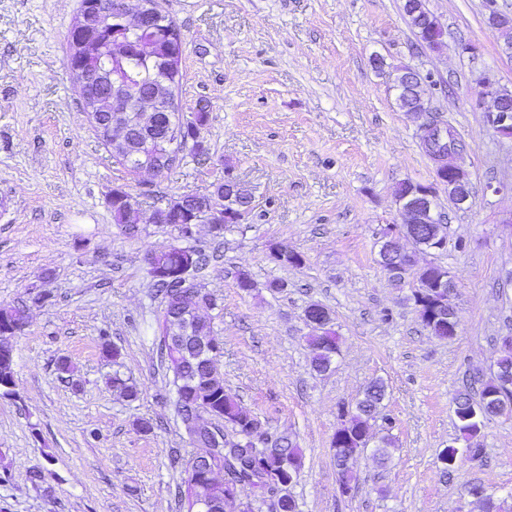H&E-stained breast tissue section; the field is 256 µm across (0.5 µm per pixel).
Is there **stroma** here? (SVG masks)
Here are the masks:
<instances>
[{
    "label": "stroma",
    "instance_id": "1",
    "mask_svg": "<svg viewBox=\"0 0 512 512\" xmlns=\"http://www.w3.org/2000/svg\"><path fill=\"white\" fill-rule=\"evenodd\" d=\"M425 4L446 30L438 49L418 39L403 0H160L183 39L179 103L208 112L207 154L187 148L162 173L132 176L93 131L66 65L81 0H0V307L28 313L10 341L16 394L0 397V512H181L185 466L171 455L191 448L156 357L161 304L146 259L210 247L213 236L199 224L184 239L148 219L228 176L253 209L197 278L218 299L205 315L224 343L226 391L304 452L291 489L300 512H487L512 493V413L488 420L473 461L453 411L457 391L488 380L512 336V142L487 125L480 95L486 76L512 92V58L487 22L494 10L512 15V0ZM404 65L422 77L426 113L396 103L392 74ZM431 126L465 144L468 209L436 181L423 144ZM404 180L434 185L446 216V248L417 260L453 276L459 329L448 339L422 324L415 275L396 283L379 263L401 223L394 192ZM118 186L139 205L136 234L112 220ZM276 244L303 265L274 261ZM241 272L253 290L238 288ZM313 303L330 311L340 344L324 373L310 368L303 313ZM105 341L119 361L103 354ZM63 357L76 384L60 377ZM116 372L136 383L137 399L112 388ZM376 378L387 391L372 432L391 436V460L381 468L357 456L345 494L331 450L338 411ZM451 445L460 453L447 477L438 454ZM472 483L483 501L464 498Z\"/></svg>",
    "mask_w": 512,
    "mask_h": 512
}]
</instances>
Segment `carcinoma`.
Segmentation results:
<instances>
[{
	"label": "carcinoma",
	"mask_w": 512,
	"mask_h": 512,
	"mask_svg": "<svg viewBox=\"0 0 512 512\" xmlns=\"http://www.w3.org/2000/svg\"><path fill=\"white\" fill-rule=\"evenodd\" d=\"M84 18V27L75 33L74 39L82 49L67 56V66L80 81L81 97L85 110L89 113L96 132L108 128L115 112L137 113V100L131 94L140 83L170 86L168 98L162 106L178 108L176 90L182 77L180 64L182 50L180 45H172L167 39L166 29L140 34L126 28L118 19L104 28L95 13ZM411 27L417 37L427 45L442 43V31L437 26L425 3H420L418 16L412 19ZM119 82L126 88V98L119 100L112 96V84ZM397 105L410 112L423 105L420 91L407 90L399 95ZM207 121V112L203 109L194 113V121L185 124L176 120L162 138L149 127L134 126L122 143L108 144L112 157L122 166H128L125 156L135 154L143 163H148L155 155L164 150V140L186 146L188 140L197 135L200 126ZM112 217L114 223L126 232L138 231L139 212L132 196L117 188L112 190ZM275 261L291 266L303 264L302 256L286 247H273ZM192 259L196 268L205 261L204 254L196 247L172 248L153 256L154 268L150 271L151 281L157 294L161 296L162 318L159 323L157 352L161 362L171 374V391L181 425L195 421L200 414L206 413L221 421L218 429L224 434V442H237L236 461L227 467L229 483L238 486H257L260 468H247L246 464H261L269 461V466L277 463L288 464L290 472L297 476L303 466L302 450L297 443L281 436L272 443L253 444L251 437L262 432L263 424L258 417L245 411L234 396L224 389V379L202 366L198 361H190L188 367H177L176 360L170 358L164 347V338L175 334L181 325L169 320V314L181 305L183 296L171 283L173 273L183 267L187 259ZM442 276H448V269L429 265L418 274L419 286L413 292L414 303L418 308L423 325L439 338L450 334L448 321L439 318L444 309L443 296L435 293L432 283ZM27 316L22 307L0 308V337L12 335L14 326L26 322ZM192 335L208 339L215 343L217 353L221 354L224 344L218 340L211 322L197 316L191 322ZM308 342L312 350L311 369L317 373L329 370L339 351L338 336L333 328L328 335L311 334ZM495 370L486 381L478 396L463 390L454 398V413L459 433L465 439L474 438L480 433L486 420L493 416L512 412V387L501 383V373L512 372V338L502 341L499 356L494 361ZM13 352L0 350V396L12 397L16 394L14 380ZM112 387L117 388L127 398L138 397L135 383L115 373L111 379ZM386 396L383 381L373 380L363 390L354 409H341L344 421L331 441L333 458L341 484L347 486L352 479L351 459L353 450L371 440L369 421L379 414ZM178 499L185 512H192L194 501L202 500L207 504V512H224V485L212 482L204 475L187 474L185 481L178 487Z\"/></svg>",
	"instance_id": "obj_1"
}]
</instances>
